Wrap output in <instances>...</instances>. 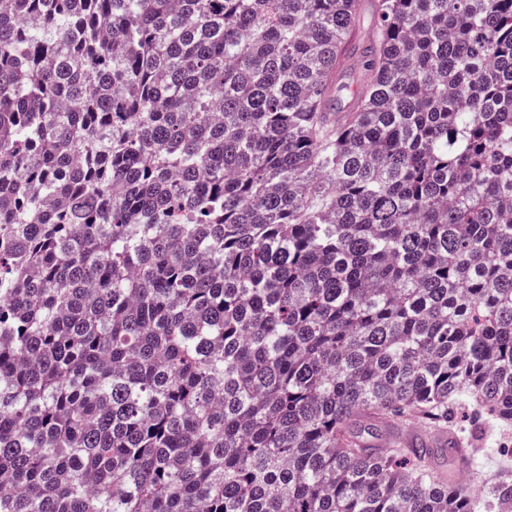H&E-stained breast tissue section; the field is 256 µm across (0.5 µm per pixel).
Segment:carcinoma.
I'll use <instances>...</instances> for the list:
<instances>
[{"label": "carcinoma", "instance_id": "obj_1", "mask_svg": "<svg viewBox=\"0 0 512 512\" xmlns=\"http://www.w3.org/2000/svg\"><path fill=\"white\" fill-rule=\"evenodd\" d=\"M360 2L0 0V512H512V0Z\"/></svg>", "mask_w": 512, "mask_h": 512}]
</instances>
